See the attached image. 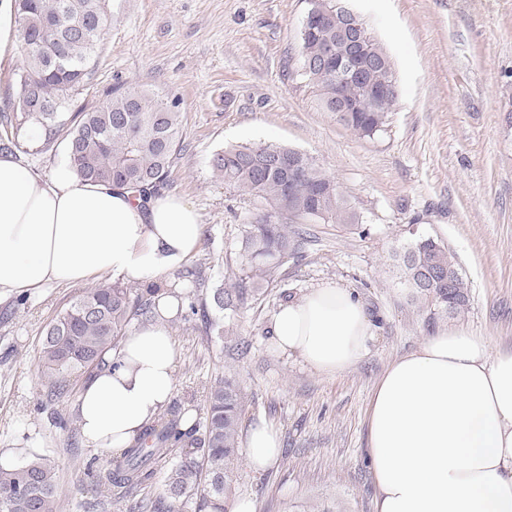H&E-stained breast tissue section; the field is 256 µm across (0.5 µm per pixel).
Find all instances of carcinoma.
<instances>
[{
  "instance_id": "carcinoma-1",
  "label": "carcinoma",
  "mask_w": 512,
  "mask_h": 512,
  "mask_svg": "<svg viewBox=\"0 0 512 512\" xmlns=\"http://www.w3.org/2000/svg\"><path fill=\"white\" fill-rule=\"evenodd\" d=\"M340 2L315 0L312 30L299 31L301 75L327 112L336 111V72L308 67L306 62L318 59L325 46L340 40L336 8ZM15 22L25 44L16 108L21 124L50 140L67 127L72 91L92 75L108 22L106 0H20ZM368 47L378 65L366 73L365 83L379 88L396 79L383 46L371 37ZM341 93L357 101L362 111L344 112L340 121L363 137L382 131L400 96L394 91L371 98L357 86H344ZM77 118L68 132L67 158L80 179L121 185L145 197L167 185L181 150L179 97L120 85L99 106L78 112ZM211 166L227 189L254 205L241 241L247 272L230 287L214 292L212 304L219 312L233 313L244 306L261 290V282L296 253L301 233H288V225L358 223L335 180L302 151L273 142L234 145L215 153ZM400 260L404 282L429 305L455 313L465 309L468 284L447 247L418 236ZM158 292L105 281L75 297L47 326L41 340L46 391L41 405L66 395L74 374L100 367L103 356L119 348L134 322L153 320ZM244 410L239 382L217 380L207 392L199 434L186 435L173 419L147 427L139 442L113 461L107 481L116 495L133 498L153 478L156 465L175 449L165 473L163 502L158 504L161 512H185L201 485L203 510L225 512ZM56 489L55 467L45 455L35 454L9 469L0 466V512H54Z\"/></svg>"
}]
</instances>
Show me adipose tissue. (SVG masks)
<instances>
[{
  "instance_id": "obj_1",
  "label": "adipose tissue",
  "mask_w": 512,
  "mask_h": 512,
  "mask_svg": "<svg viewBox=\"0 0 512 512\" xmlns=\"http://www.w3.org/2000/svg\"><path fill=\"white\" fill-rule=\"evenodd\" d=\"M200 231L199 212L180 196L143 199L66 165L45 176L0 153V291L101 273L153 281L187 262ZM181 304L162 295L154 321L135 327L84 384L78 424L88 446L121 453L170 402V321ZM376 330L352 291L328 283L279 307L268 348L332 377L367 355ZM367 431L375 512H512V350H493L490 337L452 327L391 361L372 391ZM243 441L252 469L281 456L267 422Z\"/></svg>"
}]
</instances>
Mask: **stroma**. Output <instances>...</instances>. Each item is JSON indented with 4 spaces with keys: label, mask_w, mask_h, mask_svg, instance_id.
Listing matches in <instances>:
<instances>
[{
    "label": "stroma",
    "mask_w": 512,
    "mask_h": 512,
    "mask_svg": "<svg viewBox=\"0 0 512 512\" xmlns=\"http://www.w3.org/2000/svg\"><path fill=\"white\" fill-rule=\"evenodd\" d=\"M389 53L401 94L384 129L354 134L324 111L299 72L297 37L307 0H108L110 19L93 74L74 108L99 105L117 83L181 100L183 148L166 187L201 214L200 242L182 282L187 301L171 330L177 352L174 395L163 419L205 414V396L224 376L247 395L245 423L262 419L282 455L255 472L238 458L231 498L255 512H375L366 414L373 387L392 360L451 326L512 348V0H347ZM24 46L0 58V151L43 174L66 157V139L45 141L6 126L18 92ZM273 141L314 156L358 221L308 223L294 257L231 319L233 333L209 335L215 288L240 273L252 209L210 164L225 146ZM452 251L469 285L464 312L411 298L396 254L415 236ZM335 283L355 291L376 318L367 356L344 374L311 373L272 354L268 330L285 299ZM82 291L51 284L26 297L0 294V453L32 454L55 465V512H133L86 470H106L111 453L71 448L56 415L76 418L78 393L37 410L45 389L39 363L45 326Z\"/></svg>",
    "instance_id": "35a3bbf8"
}]
</instances>
